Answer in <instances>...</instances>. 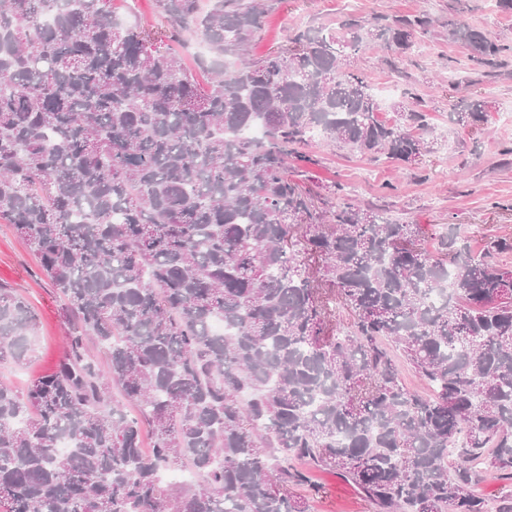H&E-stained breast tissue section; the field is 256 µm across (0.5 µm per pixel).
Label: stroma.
<instances>
[{
	"mask_svg": "<svg viewBox=\"0 0 512 512\" xmlns=\"http://www.w3.org/2000/svg\"><path fill=\"white\" fill-rule=\"evenodd\" d=\"M113 9L127 22L158 32V48H168L169 23L155 0H114ZM422 11L435 21L422 48L397 63L370 44L351 56L350 67L373 83L413 88L422 98L436 127L435 149L424 167L409 170L384 158L370 163L314 144L307 152L318 162L302 171L315 193L341 184L361 203L385 206L392 217L423 225L426 248L435 247L441 227L454 224L478 253L491 237H512V126L499 121L502 113H512V62L476 64L466 46L449 39L446 23L453 16L512 42V10H500L496 0H273L250 57L258 61L285 47L297 25L332 27L344 15L391 18ZM477 96L491 106L490 122L480 130L452 117L462 99ZM0 285L22 296L38 318L31 360L0 364V381L21 388L54 368L65 349L67 324L37 259L6 224H0ZM310 477L320 490L312 512H369L355 488L336 473L314 469Z\"/></svg>",
	"mask_w": 512,
	"mask_h": 512,
	"instance_id": "35a3bbf8",
	"label": "stroma"
}]
</instances>
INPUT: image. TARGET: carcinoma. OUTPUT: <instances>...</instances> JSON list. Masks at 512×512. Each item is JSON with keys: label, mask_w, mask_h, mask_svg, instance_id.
I'll return each instance as SVG.
<instances>
[{"label": "carcinoma", "mask_w": 512, "mask_h": 512, "mask_svg": "<svg viewBox=\"0 0 512 512\" xmlns=\"http://www.w3.org/2000/svg\"><path fill=\"white\" fill-rule=\"evenodd\" d=\"M112 2L0 0V223L69 325L52 371L0 383V512H311L310 468L373 512H512V493L492 510L473 491L490 470L512 482V238L476 254L450 224L429 251L420 225L340 187L317 205L288 169L314 162L315 131L423 162L420 98L382 102L347 60L372 42L401 58L434 20L298 27L253 61L266 0H155L206 46L202 84ZM448 37L482 63L512 51L459 20ZM488 120L480 100L458 115ZM255 124L263 139L239 137ZM37 327L0 287V362L27 360ZM177 468L194 480L162 479Z\"/></svg>", "instance_id": "obj_1"}]
</instances>
